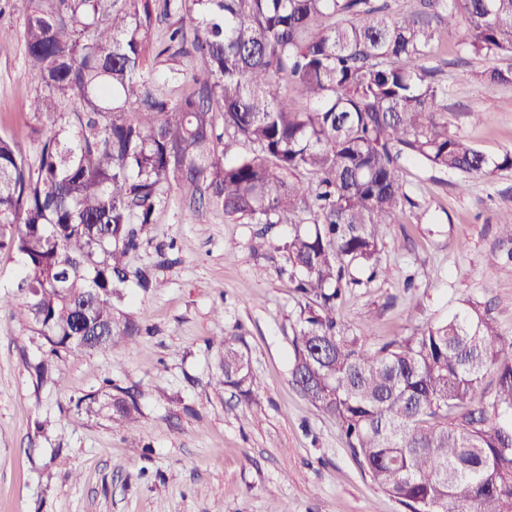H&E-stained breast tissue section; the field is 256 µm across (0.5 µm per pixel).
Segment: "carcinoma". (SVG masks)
<instances>
[{
    "mask_svg": "<svg viewBox=\"0 0 512 512\" xmlns=\"http://www.w3.org/2000/svg\"><path fill=\"white\" fill-rule=\"evenodd\" d=\"M459 16L475 56L512 54V0H420ZM187 14L156 43L162 15ZM23 38L46 88L37 162L0 136V251L22 260L0 308L43 336L56 358L140 335L114 304L131 277L135 225L151 224L173 185L202 208L294 228L286 249L304 299L292 382L340 428L372 481L410 512H512V337L471 303L412 336L373 345L336 302L379 273L381 226L411 202L399 161L466 178L512 170L439 118L445 90L426 81L436 33L421 13L380 0H30ZM164 58L155 73L149 59ZM512 84V68L480 73ZM188 93L171 100L165 86ZM306 101L288 109V85ZM70 111L65 112L63 108ZM224 133L254 146L228 162ZM224 384L262 388L229 339ZM489 399L472 406L487 372ZM130 429L136 395L115 388Z\"/></svg>",
    "mask_w": 512,
    "mask_h": 512,
    "instance_id": "carcinoma-1",
    "label": "carcinoma"
}]
</instances>
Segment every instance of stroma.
Listing matches in <instances>:
<instances>
[{
  "mask_svg": "<svg viewBox=\"0 0 512 512\" xmlns=\"http://www.w3.org/2000/svg\"><path fill=\"white\" fill-rule=\"evenodd\" d=\"M28 0L0 14V135L28 160L42 93L25 65ZM437 31L425 65L446 95L448 130L494 158L512 150V84L476 72L512 68V54L475 57L455 16ZM413 201L385 225L380 274L349 288L338 316L374 345L410 336L478 303L512 336V242L497 218L512 210V171L462 181L404 159ZM292 232L263 231L223 211L198 210L169 191L131 259L155 283L130 284L120 310L141 336L70 355L38 382L44 338L0 310V512H406L372 483L333 421L291 382L300 296L282 249ZM235 340L263 390L248 401L224 386L219 337ZM137 392L133 429L111 420V385Z\"/></svg>",
  "mask_w": 512,
  "mask_h": 512,
  "instance_id": "35a3bbf8",
  "label": "stroma"
}]
</instances>
